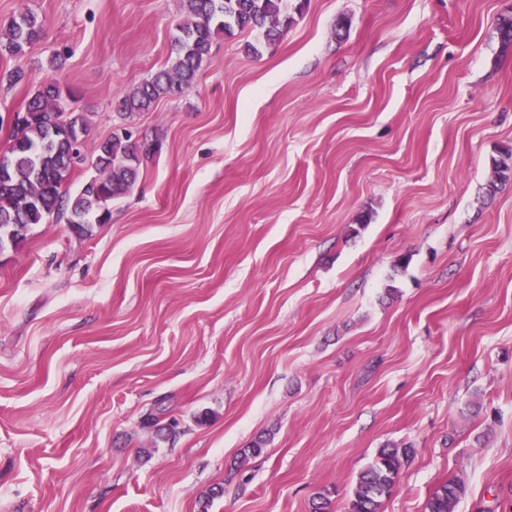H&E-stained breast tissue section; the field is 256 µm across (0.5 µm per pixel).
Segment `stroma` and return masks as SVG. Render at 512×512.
I'll use <instances>...</instances> for the list:
<instances>
[{"mask_svg": "<svg viewBox=\"0 0 512 512\" xmlns=\"http://www.w3.org/2000/svg\"><path fill=\"white\" fill-rule=\"evenodd\" d=\"M26 9L44 36L0 57L27 76L0 117L58 81L93 159L180 0H0V23ZM510 14L308 0L275 45L215 41L191 90L126 121L162 149L110 223L0 253V512H310L320 492L346 512L387 443L414 454L383 512L452 477L456 512H512V182L487 190Z\"/></svg>", "mask_w": 512, "mask_h": 512, "instance_id": "stroma-1", "label": "stroma"}]
</instances>
